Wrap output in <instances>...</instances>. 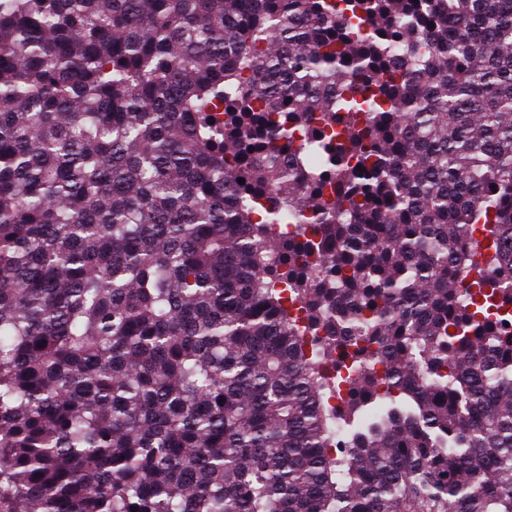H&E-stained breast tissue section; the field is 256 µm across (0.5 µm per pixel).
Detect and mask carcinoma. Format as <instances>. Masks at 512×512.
I'll return each mask as SVG.
<instances>
[{"label":"carcinoma","mask_w":512,"mask_h":512,"mask_svg":"<svg viewBox=\"0 0 512 512\" xmlns=\"http://www.w3.org/2000/svg\"><path fill=\"white\" fill-rule=\"evenodd\" d=\"M0 512H512V0H0Z\"/></svg>","instance_id":"cac0c4a2"}]
</instances>
